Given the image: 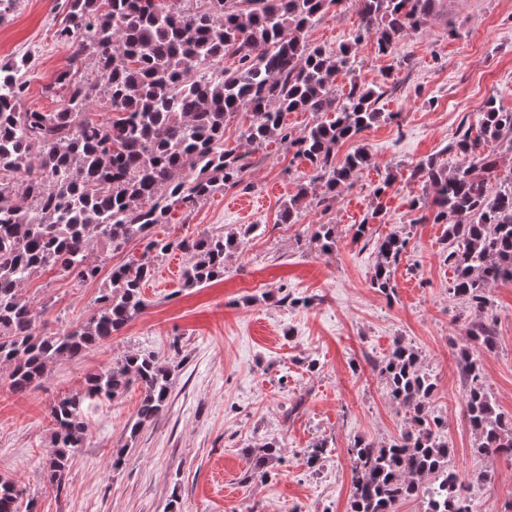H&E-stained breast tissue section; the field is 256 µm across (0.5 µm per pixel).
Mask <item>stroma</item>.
I'll return each mask as SVG.
<instances>
[{"instance_id":"35a3bbf8","label":"stroma","mask_w":512,"mask_h":512,"mask_svg":"<svg viewBox=\"0 0 512 512\" xmlns=\"http://www.w3.org/2000/svg\"><path fill=\"white\" fill-rule=\"evenodd\" d=\"M63 0H0V62L28 58L23 108L54 111L57 74L71 50L55 33L66 17ZM359 24L350 0L313 25L308 41L333 52ZM354 74H338L337 93L350 79L387 83L380 121L338 149L365 148L371 157L351 186L328 205L307 202L297 223L280 211L312 165L270 139L249 157L244 188L218 191L189 214L170 213L157 238L248 230L247 245L230 258L223 278L200 288L182 285L186 257L178 251L155 263L144 283L143 314L79 360L53 363L27 393L0 389V474L24 489L33 512H349L355 440L386 442L407 428L403 409L379 374L394 342L412 347L436 380L430 415L445 422L450 465L469 484L479 512H512V457L475 452L466 420V388L458 353L473 319L448 295L446 227L423 217L418 199L429 186L412 175L421 161L446 168L461 160L454 145L488 100L512 109V0H441L422 27L380 54L375 39L355 48ZM396 180L382 199L375 188ZM382 204L377 219L369 214ZM367 223L365 238L354 227ZM336 227V250L323 254L317 225ZM407 245L393 272L395 288L371 285L375 242L388 234ZM99 281L82 282L50 270L34 275L27 297L44 309V327L57 332L92 311ZM485 318L496 334L480 360L500 410L512 417V284L491 288ZM149 350L171 367L168 405L129 438L126 425L143 391L91 405V438L78 449L62 489L44 478L51 451L49 406L78 393L86 375L126 354ZM280 445L267 478L247 477L244 451ZM324 448L314 465L306 456ZM124 449L113 465L114 449ZM486 471L487 482L474 483Z\"/></svg>"}]
</instances>
